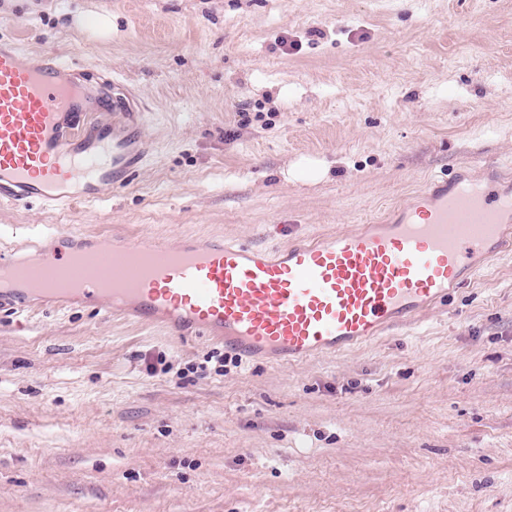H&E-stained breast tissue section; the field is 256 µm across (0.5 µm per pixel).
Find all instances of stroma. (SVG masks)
<instances>
[{
	"label": "stroma",
	"instance_id": "1",
	"mask_svg": "<svg viewBox=\"0 0 512 512\" xmlns=\"http://www.w3.org/2000/svg\"><path fill=\"white\" fill-rule=\"evenodd\" d=\"M2 33L120 80L152 151L99 201L0 206V253L69 229L275 249L512 171V0H0ZM302 159L325 175L286 177ZM0 512H512V253L300 362L90 300L0 310Z\"/></svg>",
	"mask_w": 512,
	"mask_h": 512
}]
</instances>
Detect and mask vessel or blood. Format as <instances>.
I'll list each match as a JSON object with an SVG mask.
<instances>
[{
	"mask_svg": "<svg viewBox=\"0 0 512 512\" xmlns=\"http://www.w3.org/2000/svg\"><path fill=\"white\" fill-rule=\"evenodd\" d=\"M70 60L0 37V203L100 199L148 159L145 114L119 81L88 86ZM111 111V121L99 114ZM512 246V194L482 177L432 179L396 223L276 251L222 239L0 257V308L95 299L113 314L223 343L243 357L300 360L349 348L447 302L476 260Z\"/></svg>",
	"mask_w": 512,
	"mask_h": 512,
	"instance_id": "obj_1",
	"label": "vessel or blood"
}]
</instances>
